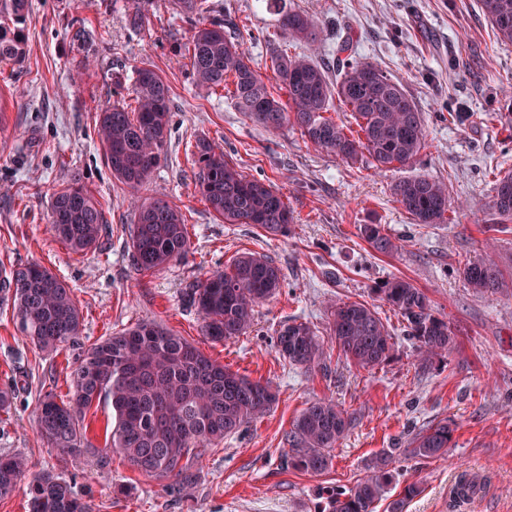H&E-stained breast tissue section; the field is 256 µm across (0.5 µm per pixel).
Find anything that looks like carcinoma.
<instances>
[{
  "label": "carcinoma",
  "instance_id": "carcinoma-1",
  "mask_svg": "<svg viewBox=\"0 0 512 512\" xmlns=\"http://www.w3.org/2000/svg\"><path fill=\"white\" fill-rule=\"evenodd\" d=\"M481 9L500 41L512 43V0H480ZM179 13L193 23L185 44L195 81L213 90L232 87L237 109L270 130L296 127L316 150L356 161L366 157L378 168L411 167L426 146L423 113L404 89L383 70L354 58L353 46L340 52L341 76L332 83L321 66L306 54L290 55L276 48L271 69L282 82L288 103L268 91L252 60L224 31L209 0H176ZM150 0H134L130 26L147 19ZM30 0H0V63L20 64L26 54V25ZM281 29L292 39L315 45L321 35L318 22L306 13L280 16ZM129 100L99 109L96 130L107 165L122 184L136 189L158 167L169 131L170 88L149 64L135 68ZM339 101L353 113L354 131L324 116ZM193 154L198 171L195 189L226 224H256L277 235L287 230L293 215L283 195L271 184L249 178L225 159L224 151L205 137L195 139ZM494 217L486 231H500L512 222V173L496 180ZM394 202L415 224H442L451 209L447 184L425 175H413L392 187ZM136 223L129 232L132 267L148 272L182 259L190 240L182 211L156 198L138 204ZM53 236L75 253L98 248L106 233L100 201L73 174L53 194L50 213ZM362 238L376 251L389 253L395 245L380 224H362ZM464 281L487 296H512V278H505L491 256L467 261L460 268ZM282 273L267 255L243 253L227 271H216L197 281L185 294L202 318L201 332L212 342L242 335L255 307L281 288ZM11 293L18 331L35 347L53 353L78 349L71 372V396L57 401L46 392L35 408L34 422L48 446L61 455L78 457L90 447L83 432L85 411L94 402L112 407V431L107 449L119 453L142 474L172 479L178 486L193 481L191 469L205 451L224 437L269 412L277 402L272 387L240 375L211 360L194 343L154 320L114 333L88 346L80 341L82 314L69 285L38 264L20 265L0 280ZM374 293L405 321L419 353V365L455 347L448 321L434 315L426 292L393 276ZM331 333L338 354L362 369L386 362L393 351L392 336L371 306L357 301L337 303ZM276 347L291 365L312 370L325 352L315 329L292 321L277 332ZM351 424V415L329 399L309 403L292 421L288 463L312 474L331 464L330 451ZM454 428L441 421L418 431L402 450L404 456L430 459L448 453ZM393 455L375 458L366 476L353 486L325 497L318 512H373L374 504L394 480ZM25 459L0 457V497L10 495L24 476ZM486 479L466 471L453 487L457 502L469 501L484 489ZM421 493L413 481L405 484L388 512H405ZM30 512H91L71 484L44 474L29 486Z\"/></svg>",
  "mask_w": 512,
  "mask_h": 512
}]
</instances>
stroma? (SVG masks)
I'll use <instances>...</instances> for the list:
<instances>
[{
    "mask_svg": "<svg viewBox=\"0 0 512 512\" xmlns=\"http://www.w3.org/2000/svg\"><path fill=\"white\" fill-rule=\"evenodd\" d=\"M215 3L276 99L287 95L270 69L271 49L305 50L282 32L279 15L301 11L322 28L313 59L337 75V45L350 40L357 59L378 65L417 104L426 146L412 170H379L364 159L321 153L291 127L271 131L253 122L231 96L192 79L185 52L191 26L174 0H151L138 30L125 20L131 0H32L25 60L0 63V92L11 103L0 118V272L37 263L65 280L81 310L84 344L155 319L232 371L270 383L278 401L209 448L183 489L106 451L112 409L102 403L86 411L88 452L61 458L38 435L34 410L45 391L69 398L77 352L48 354L30 344L16 329L11 300L0 294V388L15 393L11 408L0 410V454L28 461L16 489L0 498V512H29V483L46 473L69 482L92 512H318L328 491L352 486L381 451L406 447L418 430L444 419L455 423L447 456L397 457L389 499L416 481L421 492L406 512H512V298L477 294L460 274L465 261L490 251L512 276V224L485 229L495 182L512 172V44L498 39L479 0ZM144 63L168 82L172 118L164 160L134 191L113 178L94 117L130 94L134 69ZM199 136L219 144L244 175L283 193L294 212L287 235L216 217L195 190L190 144ZM76 172L110 227L101 248L84 254L54 238L48 224L53 192ZM409 172L447 184L455 203L445 223H411L394 203L391 188ZM136 198H163L181 209L191 241L186 257L155 271L131 267ZM363 224L384 225L397 251H374L360 235ZM243 252L272 257L282 286L257 307L245 334L215 343L201 335V317L184 292ZM392 276L426 291L456 336L455 348L429 368L420 367L401 317L374 292ZM348 300L373 305L388 327L395 355L387 363L358 368L329 343L331 307ZM293 319L324 338L321 367L309 371L278 353L276 331ZM321 397L354 420L330 467L313 475L287 465V434ZM465 469L487 485L458 508L450 489Z\"/></svg>",
    "mask_w": 512,
    "mask_h": 512,
    "instance_id": "35a3bbf8",
    "label": "stroma"
}]
</instances>
